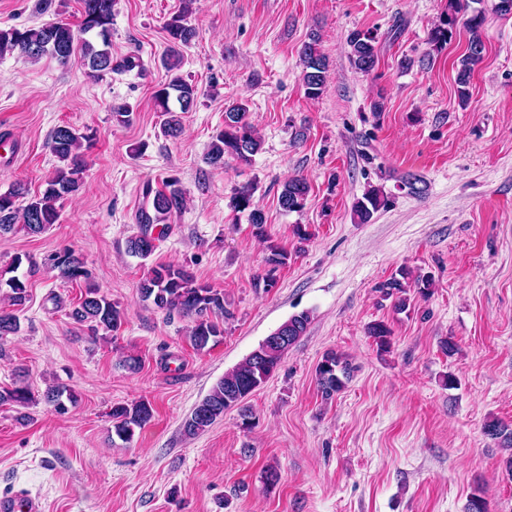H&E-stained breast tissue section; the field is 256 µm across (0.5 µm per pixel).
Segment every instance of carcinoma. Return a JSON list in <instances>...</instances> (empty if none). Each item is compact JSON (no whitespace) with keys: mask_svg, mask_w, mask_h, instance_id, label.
<instances>
[{"mask_svg":"<svg viewBox=\"0 0 512 512\" xmlns=\"http://www.w3.org/2000/svg\"><path fill=\"white\" fill-rule=\"evenodd\" d=\"M115 0H82L83 10L78 28L67 23L53 22L30 28L0 29V55L19 51L29 59L37 61L50 56L65 64L75 53H80L84 65L97 76L129 72L142 67L140 58L129 55L112 56L111 26ZM462 0H448V12L443 21L435 26L429 35V44L439 52L450 43L456 34L459 15L463 11ZM187 8L183 7L165 25L169 41L168 53L162 58V65L168 80L154 93L159 111L168 115L164 123V133L177 137L182 132L180 114L190 112L200 96L199 88L192 81L178 74L181 64L178 47L188 46L197 37L195 27L186 21ZM461 23L468 33L466 48L459 60L456 84L459 101L466 104L469 98V84L477 65L483 58L485 42L483 39L486 23L485 12L475 9ZM350 60L353 66L364 73L371 72L377 63L376 37L373 33L356 31L349 35ZM319 38L311 36L303 44L301 61L305 68L303 82L306 93L317 97L322 93L325 72L328 67L326 57L318 49ZM87 136L75 132L67 126L54 129L47 147L61 162L45 181L44 190L31 194L26 184L17 182L12 188L0 193V234L23 230L30 235L44 233L58 220L56 202L78 191L80 174L83 170V154L80 152L82 141ZM261 149V140L253 125L247 120V107L236 102L224 110V128L219 130L210 143L206 153V163L213 167L224 166V158L231 156L241 162L249 163ZM309 193V185L303 178H293L284 184L279 196L280 206L288 212L303 209ZM145 203L139 209L136 219L140 225L139 234L127 241L128 252L142 259L148 258L155 250L157 237L152 233L154 227L164 224L166 218L178 212L184 205L183 190L179 180L166 181L165 189L153 190L146 186L143 190ZM234 209L249 211L248 221L263 236L265 217L261 210L252 207L251 189L244 187L234 199ZM390 198L378 188L366 191L354 205V214L360 223L365 224L373 214L388 207ZM21 264L16 260L8 270L0 271V288L8 287L5 298L8 308L0 311V336L15 334L19 329V318L15 314L18 307L27 300V286L20 278L5 274L14 272ZM53 270L64 282L86 281L84 296L72 311V318L78 323H87L92 332L99 330L115 331L120 326L122 313L100 289L89 282L90 273L83 259L70 247L56 252L52 257ZM409 273L398 270L379 286L384 296L396 297L395 308L403 311L407 308V279ZM141 297L152 301L154 306L168 313L176 312L193 319L191 341L201 349L210 338L221 335L219 325L209 319L212 312L224 315L229 311L224 307V294L218 290L196 282L194 277L183 268L173 265L153 267L139 287ZM310 316L306 312L291 316L282 323L275 333L286 337L282 343L264 339L241 364L224 373L210 393L193 409L186 419L184 432L195 436L211 426L224 412L239 405L255 389L264 384L279 367L288 348L293 345L307 329ZM378 346L386 350L390 346L391 329L384 323H373L368 329ZM349 376L348 363L335 353L326 355L316 367V381L322 398L331 399L345 387ZM46 399L54 404L55 410L64 413L67 404L77 402L75 394L65 388L57 387L47 391ZM33 401L26 387L0 390V404L26 406ZM152 417L149 403L141 400L133 404L112 406V428L123 442L134 436L135 428L144 426ZM485 433L499 441L504 448H512V429L490 421L485 424Z\"/></svg>","mask_w":512,"mask_h":512,"instance_id":"cac0c4a2","label":"carcinoma"}]
</instances>
